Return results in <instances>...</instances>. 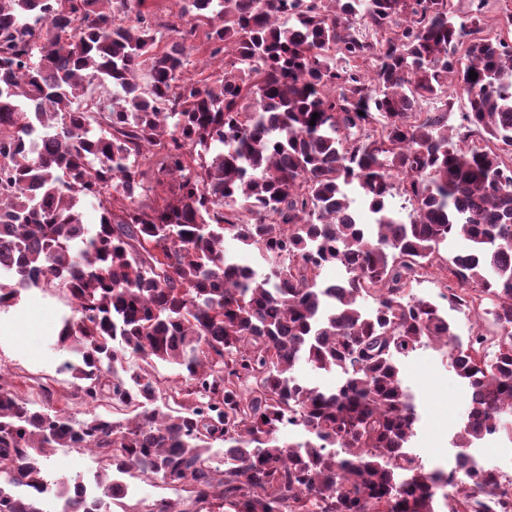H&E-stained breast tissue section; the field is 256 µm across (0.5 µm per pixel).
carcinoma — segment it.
Returning <instances> with one entry per match:
<instances>
[{
	"instance_id": "carcinoma-1",
	"label": "carcinoma",
	"mask_w": 512,
	"mask_h": 512,
	"mask_svg": "<svg viewBox=\"0 0 512 512\" xmlns=\"http://www.w3.org/2000/svg\"><path fill=\"white\" fill-rule=\"evenodd\" d=\"M146 2L0 0V308L67 292L60 371L89 407L76 419L47 386L22 396L0 375V512H135L114 471L186 493L145 512L508 500L494 472L439 492L409 450L399 361L447 347L469 397L456 447L512 441V13L490 37V0L465 14L453 0H187L158 51ZM201 26L211 56L231 51L210 83L184 76ZM450 78L469 104L455 127ZM398 177L406 221L389 206ZM227 241L269 272L228 257ZM434 266L448 306L492 316L494 336L460 342L411 293ZM331 267L344 278L322 279ZM301 363L339 386H306ZM288 425L307 439L280 441ZM54 448L91 454L95 487L54 476Z\"/></svg>"
}]
</instances>
